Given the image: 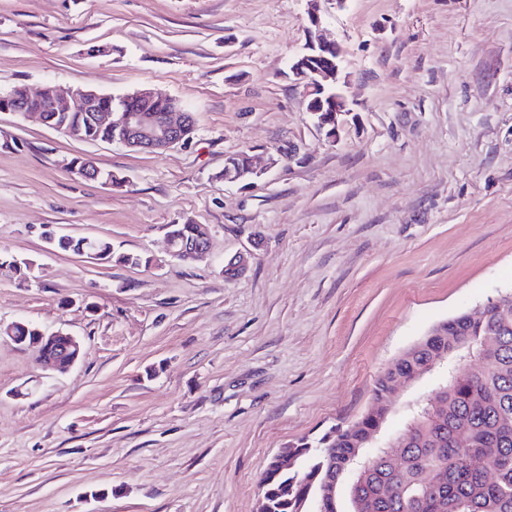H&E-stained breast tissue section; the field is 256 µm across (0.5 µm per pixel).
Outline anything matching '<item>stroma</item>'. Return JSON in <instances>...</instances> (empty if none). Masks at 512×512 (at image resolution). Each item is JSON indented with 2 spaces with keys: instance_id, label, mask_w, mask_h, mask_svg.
I'll return each mask as SVG.
<instances>
[{
  "instance_id": "stroma-1",
  "label": "stroma",
  "mask_w": 512,
  "mask_h": 512,
  "mask_svg": "<svg viewBox=\"0 0 512 512\" xmlns=\"http://www.w3.org/2000/svg\"><path fill=\"white\" fill-rule=\"evenodd\" d=\"M314 7L343 50L335 140L290 70ZM47 82L146 86L195 129L132 152L0 112V325L84 344L58 373L0 341V512H256L278 449L358 419L403 350L512 288V0H0V91ZM239 151L278 163L218 179ZM80 156L125 183L73 177ZM186 221L207 259L169 257ZM90 250L98 253L105 263L115 262L124 265H139L141 257L130 253H116L112 248L111 242L102 238H89V242L86 245Z\"/></svg>"
}]
</instances>
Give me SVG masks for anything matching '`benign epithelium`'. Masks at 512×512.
<instances>
[{"mask_svg":"<svg viewBox=\"0 0 512 512\" xmlns=\"http://www.w3.org/2000/svg\"><path fill=\"white\" fill-rule=\"evenodd\" d=\"M342 50L336 43L324 40L317 32L310 33L305 53L291 64V72L305 85L307 111L316 119L317 127L326 131L330 139H337L350 113L347 97L341 80ZM36 98L38 110L27 109L24 101ZM158 98L148 88L137 89L115 101L112 96L93 89L79 88L68 94L53 85H46L32 92L24 89L19 95H0V112H18L38 115L47 122L48 112H71L79 109L90 113L94 124L112 131L111 142L129 149L146 151L167 150L189 139L193 128L192 113L179 108L173 101L162 111L136 107L139 101ZM209 251V237L204 227H199L195 236L179 247L169 246L171 257L180 261L203 258ZM33 347L37 348L39 360L58 370L74 366L83 354L81 340L70 334L40 332Z\"/></svg>","mask_w":512,"mask_h":512,"instance_id":"1","label":"benign epithelium"}]
</instances>
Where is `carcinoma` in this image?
Here are the masks:
<instances>
[{"label": "carcinoma", "instance_id": "cac0c4a2", "mask_svg": "<svg viewBox=\"0 0 512 512\" xmlns=\"http://www.w3.org/2000/svg\"><path fill=\"white\" fill-rule=\"evenodd\" d=\"M46 118L65 132L81 128L85 141L112 138L87 112H49ZM195 229L188 221L171 224L167 236L178 243ZM87 247L106 263L141 262L138 255L115 252L106 239L91 238ZM435 357L450 363L472 358L477 368L448 373L434 384L448 389L447 409L432 412L430 402L423 404L402 432L405 448L396 462L376 455L356 477L347 474L367 438L387 421L385 408L372 406L314 444L301 439L288 446L295 463L284 470L270 466L261 479L267 512H512V307L490 299L477 316L467 310L436 324L378 375L372 399L387 402L393 376L415 379ZM475 455L493 464L495 480L472 467ZM330 478L347 486L346 505L336 496L321 499Z\"/></svg>", "mask_w": 512, "mask_h": 512}]
</instances>
